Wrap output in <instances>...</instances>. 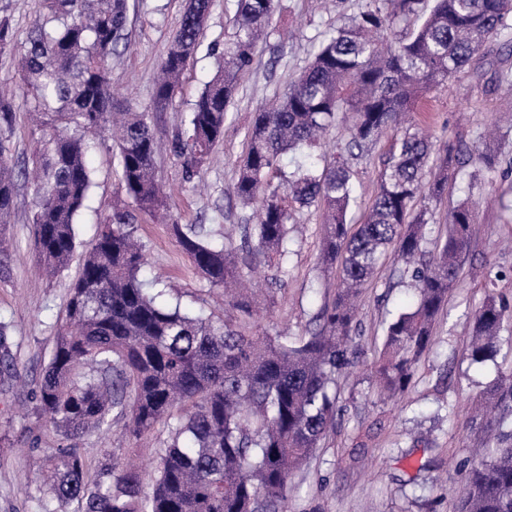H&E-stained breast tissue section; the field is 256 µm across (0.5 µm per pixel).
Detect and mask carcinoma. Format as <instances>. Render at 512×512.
<instances>
[{
	"label": "carcinoma",
	"mask_w": 512,
	"mask_h": 512,
	"mask_svg": "<svg viewBox=\"0 0 512 512\" xmlns=\"http://www.w3.org/2000/svg\"><path fill=\"white\" fill-rule=\"evenodd\" d=\"M237 29L224 47L220 74L191 112L173 146L192 176L224 136L227 107L240 74L253 63L267 34L275 0H236ZM348 18L324 40L283 96L254 114L248 149L234 186L253 209L243 241L263 255L283 257L294 206L316 205L324 216V269L339 271L336 301L322 309L319 328L288 343L243 330L239 318L214 321L163 300L143 279L146 263L136 217L116 212L99 225L82 258L66 302L67 328L37 386V408L66 444L49 456L50 497L37 512H285L292 475L313 456L333 425L329 385L353 363L355 300L392 250L409 263L421 252L428 210L420 197L438 199L459 162L453 144L437 148L408 125L392 145L379 189L357 229L347 216L362 188L349 165L425 91L448 84L472 65L483 43L512 12V0H383ZM212 0H189L161 63L154 102L178 92ZM127 0H39L26 41L19 45L0 20V55L18 57L21 89L33 102L36 176L34 247L42 270L64 272L76 251V220L93 186L88 156L92 136L112 132L119 179L137 210L157 213L165 199L155 174L158 144L152 116L115 106L112 56L127 20ZM340 112L354 115L350 139L326 167L299 166L286 185L267 176L281 156L315 148ZM437 164L423 182L431 155ZM0 137V244L14 211L18 178ZM449 233L438 256L412 272L416 300L387 325L375 364L380 391L405 392L414 383L435 323L460 274L471 239L470 206L448 213ZM173 234L201 276L228 294L236 312L252 315V297L239 275L236 249L207 239L202 226L174 224ZM512 321V303L490 296L473 315L467 358L482 364L498 351L500 331ZM7 329L0 324V372L10 370ZM500 412L496 446L471 456L455 512H512V376L480 397ZM170 420L156 448L153 474L119 464L92 476L76 440L124 421L135 439Z\"/></svg>",
	"instance_id": "obj_1"
}]
</instances>
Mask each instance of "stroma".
Returning a JSON list of instances; mask_svg holds the SVG:
<instances>
[{
  "label": "stroma",
  "instance_id": "1",
  "mask_svg": "<svg viewBox=\"0 0 512 512\" xmlns=\"http://www.w3.org/2000/svg\"><path fill=\"white\" fill-rule=\"evenodd\" d=\"M367 0H278L272 33L260 43L251 70L240 75L227 109L224 139L197 175L186 179L171 143L186 128L206 83L221 65L220 55L236 31L235 0H212L200 44L186 68L177 95L167 104L153 102L159 64L179 25L187 0H128L126 48L112 60V87L121 106L149 110L161 146L159 179L170 192L168 220L139 215L137 234L147 253L145 276L165 290L171 302L213 318L224 315L219 290L196 272L178 246L172 227L204 225L209 238L240 246L250 209L234 193L238 168L248 144L253 115L283 95L330 32L365 7ZM512 71V16L483 45L474 66L454 74L448 85L429 91L414 107L412 119L437 145L451 142L466 161L456 166L440 199L428 204L421 261L433 260L448 236L449 212L461 203L472 210L471 242L455 287L434 328L432 348L423 355L415 383L391 401L380 398L372 374L387 322L409 303L411 272L393 255L381 264L364 290L357 311L359 335L354 365L337 376L336 424L316 453L298 470L297 492L288 512H454L464 486L463 462L472 449L488 447L471 407L500 376L512 373V323L500 333V352L483 365L470 364L466 349L472 315L491 294L512 300V96L498 81ZM25 96L14 99L10 135L16 167L32 165L36 139L31 133ZM397 133L388 130L352 161L362 195L348 221L362 223L378 191L383 161ZM499 156L495 168L481 161L485 149ZM111 139L97 141L91 155L94 186L88 207L77 220V250L89 249L98 226L114 208L134 210L117 171ZM32 187L19 181L7 244L0 251V321L7 323L17 379L0 375V512H36L46 495L40 476L43 451L61 440L36 410L37 383L57 333L65 322V303L79 275L81 260L50 278L39 274L31 223ZM322 213L318 207L295 209L290 221L288 256L280 263L245 256L243 276H254L262 290L248 322L251 332L268 331L295 340L315 328L323 306L336 298L337 275L322 270ZM39 438L40 450L30 446ZM91 471L137 455L135 440L95 433L80 441Z\"/></svg>",
  "mask_w": 512,
  "mask_h": 512
}]
</instances>
